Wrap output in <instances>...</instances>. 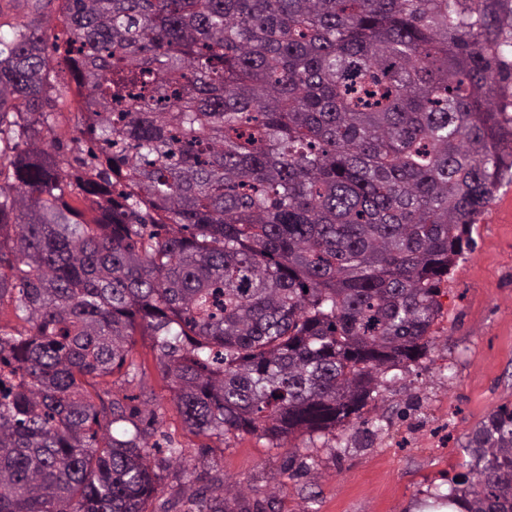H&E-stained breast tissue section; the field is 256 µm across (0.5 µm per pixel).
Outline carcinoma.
<instances>
[{"instance_id":"cac0c4a2","label":"carcinoma","mask_w":512,"mask_h":512,"mask_svg":"<svg viewBox=\"0 0 512 512\" xmlns=\"http://www.w3.org/2000/svg\"><path fill=\"white\" fill-rule=\"evenodd\" d=\"M79 175L44 33L0 36V512H147L151 338L198 436L284 448L426 355L440 284L512 182V0H62ZM437 496L512 512V409ZM181 512H226L188 487ZM57 109L58 112H61V115L59 117V123L55 128V132L61 138L64 147V155L68 156L72 163V171L81 173V168H79L78 165L73 161V158L77 154H71L69 150L72 147L70 140L81 136L79 130L75 127L74 124L75 120L73 116L75 115V112H77L75 105L69 100L65 101V103H61V100H59Z\"/></svg>"}]
</instances>
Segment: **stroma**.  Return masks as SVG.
Returning <instances> with one entry per match:
<instances>
[{"instance_id": "obj_1", "label": "stroma", "mask_w": 512, "mask_h": 512, "mask_svg": "<svg viewBox=\"0 0 512 512\" xmlns=\"http://www.w3.org/2000/svg\"><path fill=\"white\" fill-rule=\"evenodd\" d=\"M61 2L34 9L31 0H0V34L40 25L54 72L68 70L54 46ZM473 245L441 285L442 315L427 357L397 372L354 425L296 440L300 451L271 447L256 434L201 441L184 425L149 337H139L131 394L146 392L159 421L158 439L208 451L185 470L157 454L163 495L182 499L187 485L219 478L250 503L274 512H424L451 479L468 472V435L498 406L512 403V182L503 183L472 231Z\"/></svg>"}]
</instances>
